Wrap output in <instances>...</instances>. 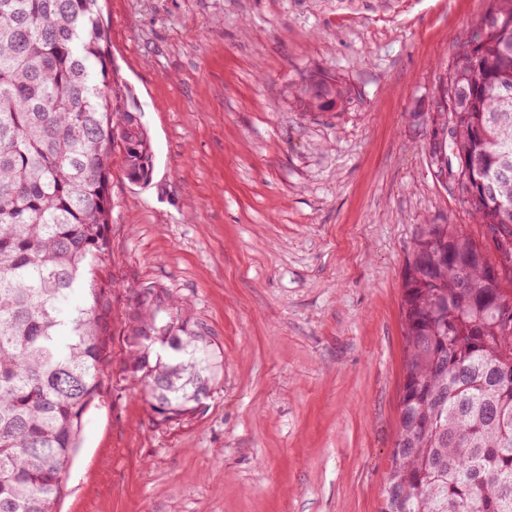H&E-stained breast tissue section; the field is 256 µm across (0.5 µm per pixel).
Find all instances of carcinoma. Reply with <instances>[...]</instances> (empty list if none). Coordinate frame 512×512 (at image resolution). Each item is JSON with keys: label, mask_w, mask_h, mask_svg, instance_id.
<instances>
[{"label": "carcinoma", "mask_w": 512, "mask_h": 512, "mask_svg": "<svg viewBox=\"0 0 512 512\" xmlns=\"http://www.w3.org/2000/svg\"><path fill=\"white\" fill-rule=\"evenodd\" d=\"M439 80L461 200L512 243V0H490ZM307 112L349 103L312 74ZM149 181L154 152L112 70L101 0H0V512H58L84 417L112 360V284L102 275L112 154ZM457 224H427L403 273L405 375L382 512H512L511 278ZM83 304H73L76 294ZM126 371L153 423L200 415L224 356L187 301L137 289Z\"/></svg>", "instance_id": "1"}]
</instances>
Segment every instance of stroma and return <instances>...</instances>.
Returning a JSON list of instances; mask_svg holds the SVG:
<instances>
[{"instance_id":"obj_1","label":"stroma","mask_w":512,"mask_h":512,"mask_svg":"<svg viewBox=\"0 0 512 512\" xmlns=\"http://www.w3.org/2000/svg\"><path fill=\"white\" fill-rule=\"evenodd\" d=\"M151 136L109 176L112 380L61 512H380L399 431L405 259L481 225L434 178L427 111L489 0H102ZM323 72L350 102L303 111ZM187 298L224 352L203 415L154 425L124 372L132 291Z\"/></svg>"}]
</instances>
